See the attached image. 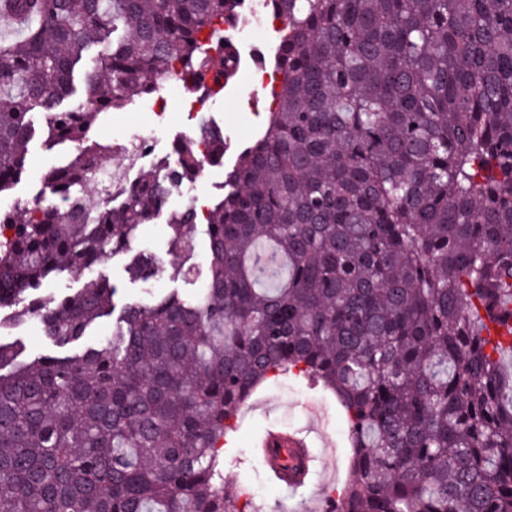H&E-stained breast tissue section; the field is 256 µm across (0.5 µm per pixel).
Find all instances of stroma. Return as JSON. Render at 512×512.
Instances as JSON below:
<instances>
[{
	"label": "stroma",
	"mask_w": 512,
	"mask_h": 512,
	"mask_svg": "<svg viewBox=\"0 0 512 512\" xmlns=\"http://www.w3.org/2000/svg\"><path fill=\"white\" fill-rule=\"evenodd\" d=\"M251 74L248 68L241 72L236 83L237 98L218 95L209 100L207 115L223 126L227 150L223 164L205 173L207 191L203 203H210L220 194L225 167L233 164L240 148L265 124L267 101H260L254 108L247 104L249 94L258 87ZM199 120L190 98L163 92L142 96L124 110L103 115L91 135L103 142L122 144L136 125L153 122L161 126L153 155L139 159L130 169L129 176L134 179L150 174L156 159L169 153L174 139L195 136ZM33 121L38 133L29 146L27 175L9 195L13 201L32 199L42 187L43 174L63 163L69 152L68 146L46 144L42 132L46 122L44 113H34ZM126 262V257L115 256L107 258L92 274L63 271L50 286L61 294L72 293L99 273L116 285L122 301L140 299L151 290L165 292L172 288L173 283L166 276L149 285L132 281ZM271 429L304 437L312 455L318 459L319 464L304 487L293 491L268 481L256 443ZM348 467L347 427L335 396L323 386L291 374L268 380L257 389L240 414L222 453L225 495L250 497L256 512H277L283 501L288 504V512H321L325 495L341 488Z\"/></svg>",
	"instance_id": "1"
}]
</instances>
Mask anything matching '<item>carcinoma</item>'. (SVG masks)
<instances>
[{
  "label": "carcinoma",
  "instance_id": "1",
  "mask_svg": "<svg viewBox=\"0 0 512 512\" xmlns=\"http://www.w3.org/2000/svg\"><path fill=\"white\" fill-rule=\"evenodd\" d=\"M31 19L0 41V193L21 180L32 113L68 144L34 200L0 210V308L55 348L19 363L0 338V512H253L224 496L221 443L256 388L295 371L336 394L352 457L325 512H512V0H267L278 39L265 126L199 216L166 210L175 183L220 163L224 130L134 184L104 168L131 143L99 117L187 81L210 97L248 65L224 39L243 0H11ZM97 49L74 93V72ZM166 214L191 286L122 305L101 276ZM115 317L95 345L74 346ZM306 484L304 466L275 472Z\"/></svg>",
  "mask_w": 512,
  "mask_h": 512
}]
</instances>
